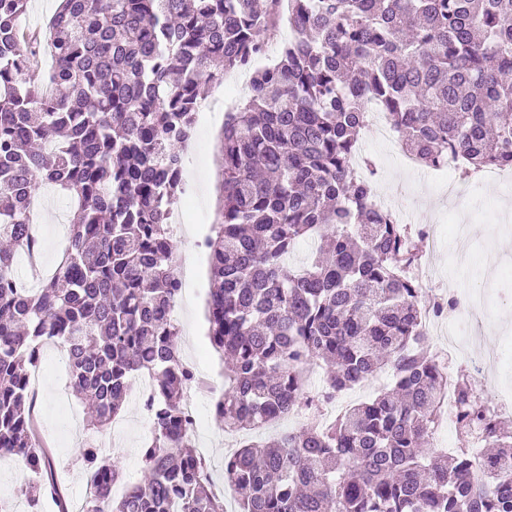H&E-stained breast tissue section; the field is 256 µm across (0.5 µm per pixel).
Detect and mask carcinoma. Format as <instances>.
<instances>
[{"label":"carcinoma","instance_id":"carcinoma-1","mask_svg":"<svg viewBox=\"0 0 512 512\" xmlns=\"http://www.w3.org/2000/svg\"><path fill=\"white\" fill-rule=\"evenodd\" d=\"M283 4L295 37L257 66ZM27 5L0 0V456L53 466L30 381L51 341L73 392L96 396L94 426L112 424L137 379L152 382L142 480L115 500L119 467L83 449L84 512H224L190 440L196 374L170 317L181 288L166 215L185 191L180 147L202 90L247 70L250 96L224 113L221 219L206 240L224 363L215 414L231 432L280 420L311 402L321 362L322 401L386 366L393 387L225 459L240 512H512V433L470 374L438 367L425 335L437 305L420 307L400 274L417 244L354 168L372 103L426 166L454 155L464 174L512 168V0H64L30 39ZM44 182L75 220L51 276L26 288L14 259L39 253ZM302 240L311 260L292 268ZM450 382L466 447L445 464L430 436ZM476 437L496 449L478 475ZM41 491L21 485L31 512Z\"/></svg>","mask_w":512,"mask_h":512}]
</instances>
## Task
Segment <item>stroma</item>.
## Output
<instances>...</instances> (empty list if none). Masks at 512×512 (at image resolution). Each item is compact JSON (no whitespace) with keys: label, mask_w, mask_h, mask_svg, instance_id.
I'll return each mask as SVG.
<instances>
[{"label":"stroma","mask_w":512,"mask_h":512,"mask_svg":"<svg viewBox=\"0 0 512 512\" xmlns=\"http://www.w3.org/2000/svg\"><path fill=\"white\" fill-rule=\"evenodd\" d=\"M224 129V90L212 86L206 93L197 118L194 137L185 151L184 179L190 197H178L175 208L184 209V222L172 230L176 254L185 256L189 266L186 286L174 308L173 319L179 328L180 357L198 377L211 381L213 391L196 399L199 425L193 432L195 446L208 465L216 491L224 497L226 512H238V497L224 481V459L247 440L268 441L312 421H332L342 408L356 404L391 388L390 370H383L364 387L343 391L336 402H313L300 406L278 422L256 431L228 432L214 415L213 404L224 390V374L217 352L209 340L206 303L209 293L208 250L205 240L218 223L222 200L220 149ZM360 145L374 157L376 181L392 196L400 210H412L417 219L408 224L411 235H419L427 226L439 227L451 235L458 213L471 220L472 260L458 258L451 247L441 246L430 261L440 282L452 284L459 291L484 289L483 305L456 315L454 322L467 338L468 353L483 352L493 366L484 386L512 390V223L505 224L495 210V200H512V190L492 183L476 185L459 211H452L444 189L434 183L435 172L427 167L405 170L397 154L361 134ZM41 205L40 233L42 249L37 266L18 264L17 272L25 282H32L35 267L51 271L65 245L66 226L73 211L69 200L59 194L44 196ZM37 419L43 439L54 461L52 479L60 495L43 496L40 512H82L88 492L89 477L79 459L87 445L102 448L104 454L121 469L123 479L116 495L138 482L142 475V450L151 436V424L140 413L135 397H128L121 415L112 426L96 429L88 426V407L68 387L64 356L60 348L44 347L40 360V378L35 384Z\"/></svg>","instance_id":"stroma-1"}]
</instances>
